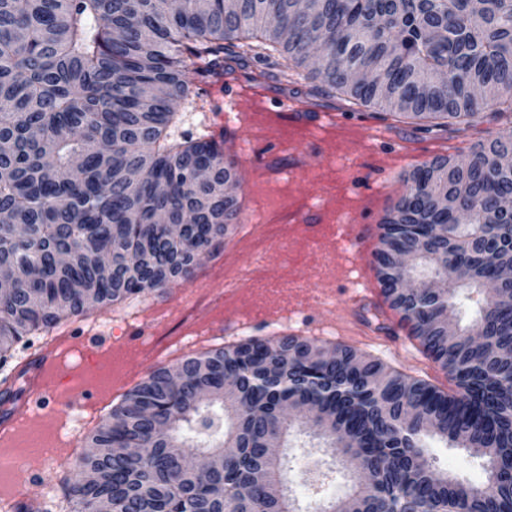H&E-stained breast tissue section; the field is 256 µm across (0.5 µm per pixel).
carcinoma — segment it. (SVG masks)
Returning a JSON list of instances; mask_svg holds the SVG:
<instances>
[{
	"label": "carcinoma",
	"instance_id": "cac0c4a2",
	"mask_svg": "<svg viewBox=\"0 0 512 512\" xmlns=\"http://www.w3.org/2000/svg\"><path fill=\"white\" fill-rule=\"evenodd\" d=\"M277 51L354 100L440 127L470 124L492 105L512 112V0H0V359L29 335L99 306L122 304L186 277L239 223L233 162L214 138H174L198 77L224 74V42ZM81 179L66 177L76 156ZM512 129L466 160L417 168L382 222L374 264L381 294L408 336L454 382L443 392L348 347L299 336L251 338L159 368L89 437L67 484L72 512H302L286 484L290 460L271 459L297 428L304 452L341 449L351 490L313 512H512V281L478 317L443 328L459 288H483L512 263ZM461 195L460 224L435 198ZM194 223L174 237L169 224ZM410 250L400 269L394 253ZM129 253L148 255L126 264ZM112 264V277L99 266ZM447 278L438 294L402 293L400 279ZM181 371L187 384L171 382ZM234 403L196 402L201 389ZM310 401L321 416L295 425L281 412ZM414 416L407 417L408 410ZM490 448L484 494L419 462L430 438ZM144 448L133 457L125 448ZM210 469H192L194 456Z\"/></svg>",
	"mask_w": 512,
	"mask_h": 512
}]
</instances>
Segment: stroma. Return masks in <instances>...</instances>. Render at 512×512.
Wrapping results in <instances>:
<instances>
[{
	"instance_id": "stroma-1",
	"label": "stroma",
	"mask_w": 512,
	"mask_h": 512,
	"mask_svg": "<svg viewBox=\"0 0 512 512\" xmlns=\"http://www.w3.org/2000/svg\"><path fill=\"white\" fill-rule=\"evenodd\" d=\"M224 70L235 74L236 83L224 85L222 92L211 90L182 104L174 134L194 138L210 134L224 111L225 98L240 96L245 114L241 133L248 141L246 164L252 173L253 219L233 231L234 246L219 244L216 252L201 256L191 271L192 277L206 280L212 287L235 281L239 289L200 319L178 321L160 333L158 344L149 348L144 359L137 358L130 349L127 332L138 325L140 310L163 298L160 289L145 291L137 299L110 307L109 325L101 328L94 346L85 354H78L74 344H60L54 331L30 337L17 346L11 358L0 365V378L30 355L55 343L63 359L57 383L101 392L98 408L84 415L66 413L50 397L37 398L35 407L47 418L33 425L29 442L48 444L57 434L72 437L77 442V453L65 462L49 456L36 469H25L17 484L19 512H47L52 494L58 497L53 505L65 512L61 484L77 473L81 456L87 451V436L151 373L153 356L165 355L168 366H175L191 350L202 353L225 344L221 337L195 340V332L237 315L280 308L279 299L266 291L265 283L272 277L283 286L310 278L321 254L310 249L314 240L321 243L322 252L332 254L335 300L346 302L348 282L344 253L336 239L337 227L378 223L405 192L407 179L417 166L438 154L468 158L474 145L493 138L508 126L506 118L489 115L470 127L428 130L402 116L356 104L322 81L299 79L277 53L259 60L233 43L225 46ZM261 80L297 97L306 105L308 118L295 120L281 112L277 100L254 96L252 88ZM321 113L326 114V121H318ZM378 125L397 135L398 143L373 139L372 132ZM336 321V311L306 306L282 316L278 323L255 329L254 334L274 336L294 327L303 329L309 338L330 336ZM347 344L441 391L454 387L446 371L420 349L417 341L409 339L406 331H393L374 340L355 336ZM427 455L438 470L461 482L482 486L487 481L482 458L466 449L450 447L436 438L430 440ZM303 480L298 468H290L288 484L303 506L319 497L340 498L349 484L339 471L316 487H303Z\"/></svg>"
}]
</instances>
